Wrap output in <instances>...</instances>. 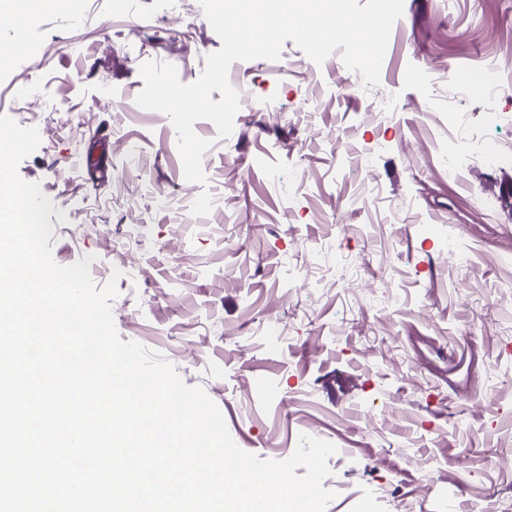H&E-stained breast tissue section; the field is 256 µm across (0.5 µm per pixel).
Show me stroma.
<instances>
[{
    "mask_svg": "<svg viewBox=\"0 0 512 512\" xmlns=\"http://www.w3.org/2000/svg\"><path fill=\"white\" fill-rule=\"evenodd\" d=\"M220 47L199 0L26 25L0 115L39 131L18 173L67 217L54 261L116 279L121 340L203 389L242 450L333 443L325 512H512V0H404L379 85L346 95L339 55L290 40L234 62V128L195 123L194 183L169 116L115 103L142 63L188 84Z\"/></svg>",
    "mask_w": 512,
    "mask_h": 512,
    "instance_id": "stroma-1",
    "label": "stroma"
}]
</instances>
